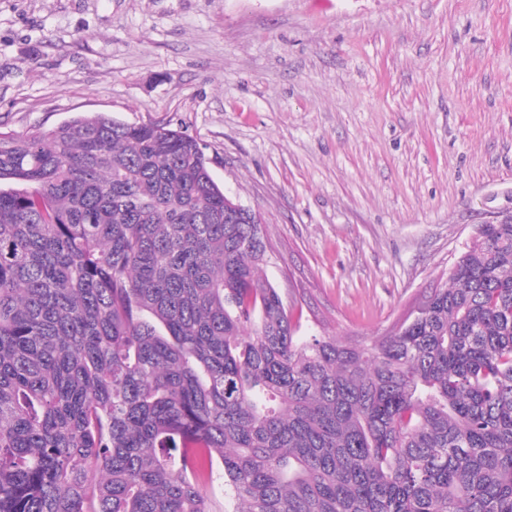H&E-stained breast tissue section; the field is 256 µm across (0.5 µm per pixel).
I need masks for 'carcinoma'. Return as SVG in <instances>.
Returning a JSON list of instances; mask_svg holds the SVG:
<instances>
[{"label":"carcinoma","mask_w":512,"mask_h":512,"mask_svg":"<svg viewBox=\"0 0 512 512\" xmlns=\"http://www.w3.org/2000/svg\"><path fill=\"white\" fill-rule=\"evenodd\" d=\"M268 263L178 129L0 133V512H512V220L372 342Z\"/></svg>","instance_id":"1"}]
</instances>
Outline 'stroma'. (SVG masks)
I'll use <instances>...</instances> for the list:
<instances>
[{
  "label": "stroma",
  "mask_w": 512,
  "mask_h": 512,
  "mask_svg": "<svg viewBox=\"0 0 512 512\" xmlns=\"http://www.w3.org/2000/svg\"><path fill=\"white\" fill-rule=\"evenodd\" d=\"M196 138L305 334L392 331L512 207V0H0V130Z\"/></svg>",
  "instance_id": "1"
}]
</instances>
